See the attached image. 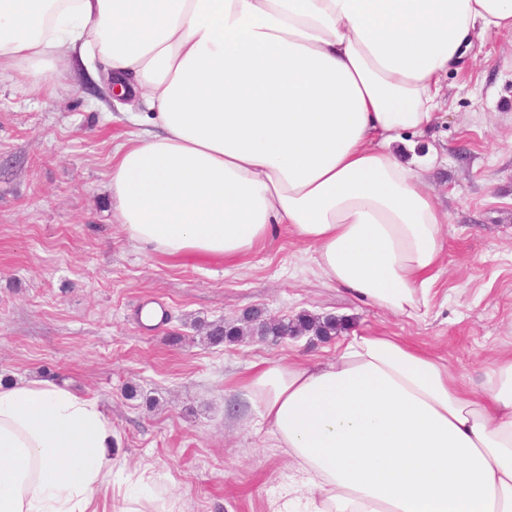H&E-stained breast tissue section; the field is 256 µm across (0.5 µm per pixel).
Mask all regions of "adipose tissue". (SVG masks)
I'll return each instance as SVG.
<instances>
[{"label": "adipose tissue", "instance_id": "obj_1", "mask_svg": "<svg viewBox=\"0 0 512 512\" xmlns=\"http://www.w3.org/2000/svg\"><path fill=\"white\" fill-rule=\"evenodd\" d=\"M504 30L512 0H0V67L38 95L77 63L144 107L107 182L135 244L229 260L282 224L330 283L419 318L448 216L394 145L430 127L471 36ZM232 391L295 470L278 512H512V355L475 388L354 330ZM113 446L96 398L0 383V512H178L125 489Z\"/></svg>", "mask_w": 512, "mask_h": 512}]
</instances>
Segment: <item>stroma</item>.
<instances>
[{
  "mask_svg": "<svg viewBox=\"0 0 512 512\" xmlns=\"http://www.w3.org/2000/svg\"><path fill=\"white\" fill-rule=\"evenodd\" d=\"M34 95L0 70V381L48 379L96 397L117 459L155 476L180 512H275L292 471L255 412L230 415L226 378L251 363H322L335 340L242 337L213 345L203 323L246 310L306 312L383 331L441 357L468 382L512 353V32L472 37L443 79L434 125L402 141L429 162L447 213L446 271L426 318L363 304L316 270L286 228L244 259L172 258L112 222V150L138 126L108 88L74 69ZM164 317L144 326L140 312Z\"/></svg>",
  "mask_w": 512,
  "mask_h": 512,
  "instance_id": "obj_1",
  "label": "stroma"
}]
</instances>
